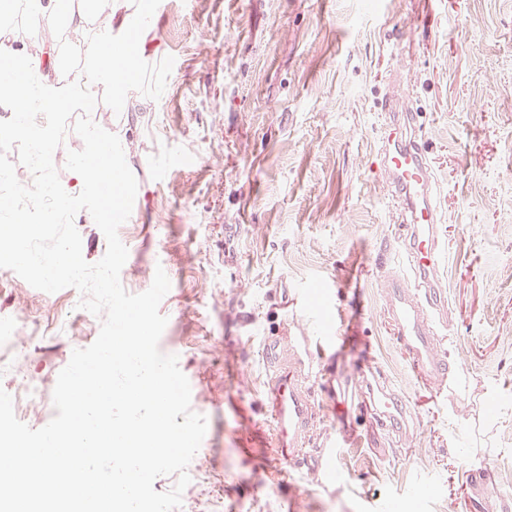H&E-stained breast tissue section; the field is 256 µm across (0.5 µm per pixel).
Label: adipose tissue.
<instances>
[{"instance_id": "obj_1", "label": "adipose tissue", "mask_w": 512, "mask_h": 512, "mask_svg": "<svg viewBox=\"0 0 512 512\" xmlns=\"http://www.w3.org/2000/svg\"><path fill=\"white\" fill-rule=\"evenodd\" d=\"M110 14L117 27H105L91 44V65L83 75L84 86L105 85L122 89L128 71L134 69L147 50L149 14L133 9L131 0H112Z\"/></svg>"}]
</instances>
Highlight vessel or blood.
<instances>
[{
	"label": "vessel or blood",
	"instance_id": "vessel-or-blood-1",
	"mask_svg": "<svg viewBox=\"0 0 512 512\" xmlns=\"http://www.w3.org/2000/svg\"><path fill=\"white\" fill-rule=\"evenodd\" d=\"M381 109L385 122L376 171L398 203V221L403 227L399 249L407 262L405 274L386 278L384 314L416 378L441 383L453 367L440 351L435 332L436 325L448 317L446 289L438 277L445 249L438 230L437 188L430 175L426 143L417 133L398 82L388 84ZM264 350L272 371L266 408L277 429L280 456L293 466L322 470L324 479H332L333 471L321 469L320 464L335 458L338 442L335 433H316L314 384L303 340L287 345L270 340ZM357 387V381L337 379L333 401L339 409V420L364 412L386 433L404 427L406 409L391 387L380 386V398L375 402L366 400Z\"/></svg>",
	"mask_w": 512,
	"mask_h": 512
}]
</instances>
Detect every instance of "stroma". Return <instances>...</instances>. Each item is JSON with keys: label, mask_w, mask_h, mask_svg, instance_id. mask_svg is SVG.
<instances>
[{"label": "stroma", "mask_w": 512, "mask_h": 512, "mask_svg": "<svg viewBox=\"0 0 512 512\" xmlns=\"http://www.w3.org/2000/svg\"><path fill=\"white\" fill-rule=\"evenodd\" d=\"M157 50L124 106L96 86L93 122L119 138L138 190L118 234L122 286L171 287L163 353L178 357L207 432L178 512H512V0H161ZM0 43L37 55L60 87L102 30L56 31L28 15ZM400 70L438 187L450 321V384L411 373L382 314L401 269L395 208L375 157L381 91ZM68 287L0 273V319L24 354L0 389L30 377L41 398L17 411L34 429L72 352L101 320ZM304 336L321 371L351 374L360 347L407 409L391 435L351 433L326 482L276 463L265 411L266 339ZM488 471L487 484L471 480Z\"/></svg>", "instance_id": "stroma-1"}]
</instances>
